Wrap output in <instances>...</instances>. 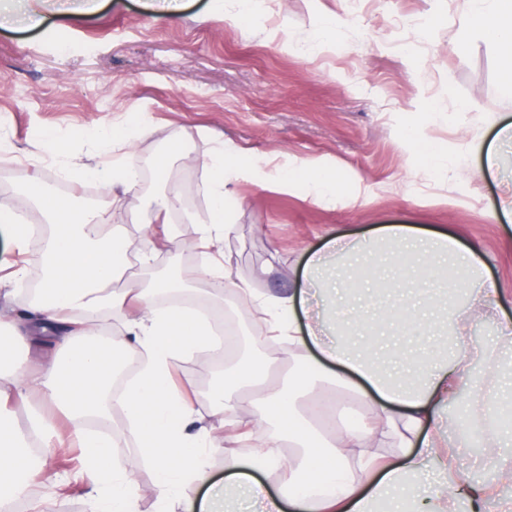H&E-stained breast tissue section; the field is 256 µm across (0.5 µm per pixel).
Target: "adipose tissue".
Wrapping results in <instances>:
<instances>
[{"mask_svg": "<svg viewBox=\"0 0 512 512\" xmlns=\"http://www.w3.org/2000/svg\"><path fill=\"white\" fill-rule=\"evenodd\" d=\"M460 24L458 53L467 51L474 36L490 43L502 62L503 82L512 87V0H463ZM71 146V138L50 130L38 141L74 181H94L124 194L135 188L130 166L74 163ZM204 165L211 203L200 240L207 244L235 231L224 210L229 174L283 190L302 181L317 199L341 191L335 171L323 165L285 172L273 159L256 160L223 145L212 149ZM22 199L53 226L43 240L42 286L26 331L60 343L64 353L37 373L0 368V381H9L15 397L28 404V427L41 446L30 451L13 418L0 412V504L25 496L29 476L42 468L45 450L54 445L55 430L43 413L47 404L72 421L107 416L115 406L131 426L139 441L133 459L112 456L103 435L76 434L85 464L109 491L106 512H130L134 476L143 461L157 473L161 500L182 512H219L226 489L238 491L252 512H458L463 501L470 512H480L488 489L464 485L459 468L440 453L450 431L466 432L468 443L491 449L501 474L512 479V440L503 436L512 423V392L505 388L512 379V360L505 358L512 353V321H501L491 341L470 335L474 325L494 315L499 287L482 280L484 257L462 249L455 236L385 224L362 241L328 238L308 261L304 288L265 300L269 336L309 359L291 366L280 383L270 381L271 360L264 354L242 357L213 377V408L230 412L250 400L255 425L227 438L223 454L231 464L223 486L213 487L199 506L187 505L179 488L209 482L212 449L206 431L189 432L170 365L214 348L211 324L190 307L153 303L143 289L113 291L128 239L121 231L102 235L110 220L105 211L62 197L39 181L23 188ZM387 288L408 298L379 310L378 321L427 330L434 342L416 349L394 346L379 367L370 346L356 341L347 325L364 323L363 295ZM132 303L139 313L127 335L103 342V314L126 311ZM135 348L144 358L135 379L110 391L119 356ZM461 398L467 417L460 423L449 408ZM379 431L406 449L401 462L369 453ZM243 440L255 447L246 462L236 449ZM284 441L293 449L287 456L280 448ZM351 448L358 449L357 458H349ZM428 458L443 478L425 491L421 478ZM259 468L279 471L275 491H266L256 478Z\"/></svg>", "mask_w": 512, "mask_h": 512, "instance_id": "ef3b65f1", "label": "adipose tissue"}]
</instances>
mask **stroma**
I'll list each match as a JSON object with an SVG mask.
<instances>
[{"instance_id":"35a3bbf8","label":"stroma","mask_w":512,"mask_h":512,"mask_svg":"<svg viewBox=\"0 0 512 512\" xmlns=\"http://www.w3.org/2000/svg\"><path fill=\"white\" fill-rule=\"evenodd\" d=\"M148 0H25L22 14L0 24V208L24 223L43 216L23 206L31 180L53 181L58 194L110 212L131 246L130 260L112 288L149 287L184 270L192 295L209 297L198 275L199 220L209 205L201 164L217 142L289 171L305 161L335 169L342 195L319 201L307 186L290 189L231 176L224 208L236 231L221 241V260L236 283L253 288L257 303L235 304L249 341L263 343L261 300L303 287L305 263L330 236H371L385 224H412L452 233L484 254V275L500 290L497 319H512V216L498 211L512 191V147L498 134L512 124V89L500 79L495 48L471 41L457 55L456 0H281L274 16H248L241 0H185L176 19L154 16ZM342 21L331 41L320 38L324 19ZM436 24L415 39L407 21ZM469 111H460L461 103ZM434 105L438 117L426 121ZM138 119L145 134L116 147L135 166L174 138L191 146V160H174L168 180L150 177L113 205L112 193L70 180L64 167L39 152L41 130L75 136L78 162L102 155L106 128ZM413 132L442 154L427 167L406 147ZM474 149L463 151L462 140ZM500 148L501 175H481L487 149ZM176 195L178 211L164 214L162 198ZM39 244L18 256L0 224V266L23 262L16 282L0 283V329L11 330L30 307V286L42 268ZM486 320L473 334L494 336ZM218 364L209 353L175 359L176 391L190 405L193 426L211 432L216 451L211 477L223 480L220 452L229 426L253 421L249 403L231 416L215 412L205 385ZM63 443L30 480L27 512H99L94 475L82 467L77 428L56 418ZM467 482L490 483L512 494L482 449L449 436Z\"/></svg>"}]
</instances>
